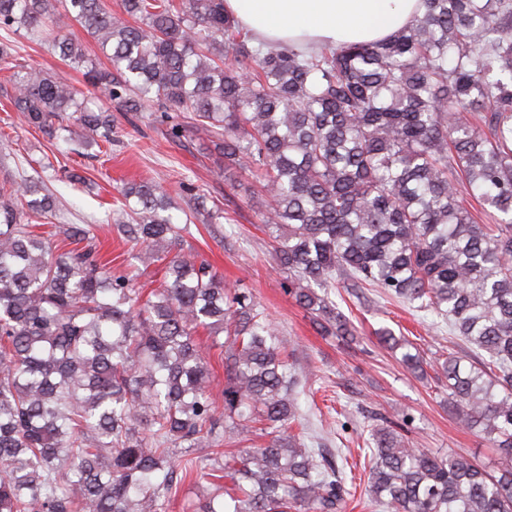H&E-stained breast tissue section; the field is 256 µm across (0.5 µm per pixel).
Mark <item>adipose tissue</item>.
Masks as SVG:
<instances>
[{"mask_svg":"<svg viewBox=\"0 0 512 512\" xmlns=\"http://www.w3.org/2000/svg\"><path fill=\"white\" fill-rule=\"evenodd\" d=\"M255 37L303 48L384 41L407 26L421 0H224Z\"/></svg>","mask_w":512,"mask_h":512,"instance_id":"1","label":"adipose tissue"}]
</instances>
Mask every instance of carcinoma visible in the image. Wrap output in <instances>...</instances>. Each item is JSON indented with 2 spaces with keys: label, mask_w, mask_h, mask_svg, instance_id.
I'll return each mask as SVG.
<instances>
[{
  "label": "carcinoma",
  "mask_w": 512,
  "mask_h": 512,
  "mask_svg": "<svg viewBox=\"0 0 512 512\" xmlns=\"http://www.w3.org/2000/svg\"><path fill=\"white\" fill-rule=\"evenodd\" d=\"M393 38L303 51L255 41L224 0H0V31L37 35L79 91L0 39L3 96L52 139L112 154V115L184 113L227 167L266 197L262 221L295 302L325 334L354 337L312 285L379 288L436 314L484 352H448V409L506 464L410 448L371 431L369 492L385 512H512V0H422ZM79 26L106 59L92 58ZM109 215L162 266L145 293L101 260L90 224L69 247L36 231L60 218L39 178L0 183V512H164L176 461L210 449L201 476L231 486L200 512H343L344 468L304 448L289 357L243 288L181 246L167 190L125 183ZM204 331L224 351V412ZM412 373L413 343L380 331ZM268 436L232 464L220 446Z\"/></svg>",
  "instance_id": "obj_1"
}]
</instances>
